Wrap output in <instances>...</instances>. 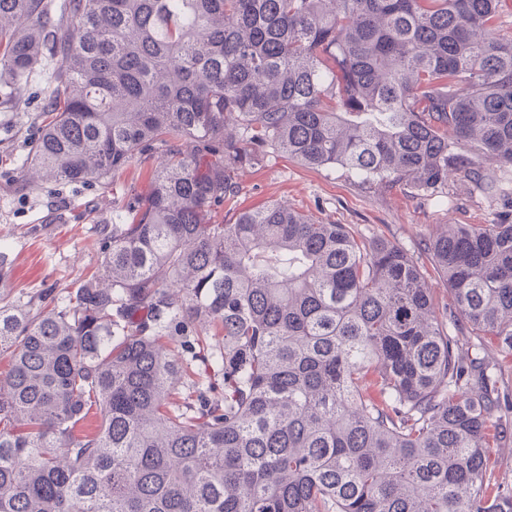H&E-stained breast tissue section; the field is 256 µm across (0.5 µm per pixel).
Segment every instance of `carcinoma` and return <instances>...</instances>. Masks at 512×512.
I'll use <instances>...</instances> for the list:
<instances>
[{
    "label": "carcinoma",
    "mask_w": 512,
    "mask_h": 512,
    "mask_svg": "<svg viewBox=\"0 0 512 512\" xmlns=\"http://www.w3.org/2000/svg\"><path fill=\"white\" fill-rule=\"evenodd\" d=\"M499 2L0 0V107L60 57L22 170L105 182L164 148L96 225L97 275L0 296V512H512L483 348L512 360V224H444L414 257L274 203L215 220L275 152L502 190ZM426 277L429 288H431L433 301L437 313L442 315L448 308H453V303L448 295V285L444 279L426 261Z\"/></svg>",
    "instance_id": "cac0c4a2"
}]
</instances>
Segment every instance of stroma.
Wrapping results in <instances>:
<instances>
[{"label": "stroma", "instance_id": "1", "mask_svg": "<svg viewBox=\"0 0 512 512\" xmlns=\"http://www.w3.org/2000/svg\"><path fill=\"white\" fill-rule=\"evenodd\" d=\"M48 69L35 71L17 92V104L0 112V244L12 263L0 276V294L34 297L44 288L73 287L100 265L97 220L110 217L114 198L146 192L156 161L136 163L106 183H36L21 179L20 160L44 119ZM240 191L217 210L238 211L281 203L323 224H348L420 253L442 224L512 223V200L487 195L463 175L448 179L446 196L415 197L409 188L361 186L341 167L309 168L273 153L235 174Z\"/></svg>", "mask_w": 512, "mask_h": 512}]
</instances>
